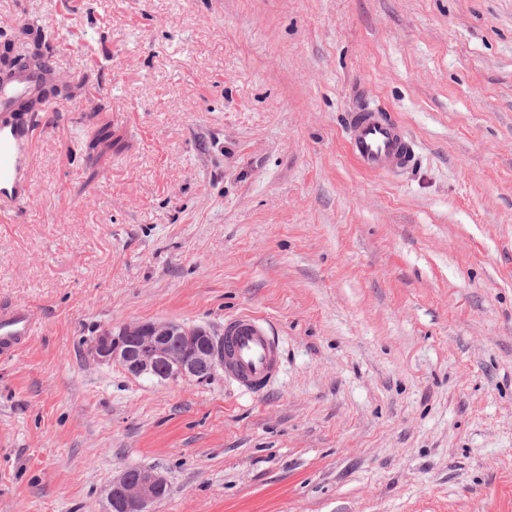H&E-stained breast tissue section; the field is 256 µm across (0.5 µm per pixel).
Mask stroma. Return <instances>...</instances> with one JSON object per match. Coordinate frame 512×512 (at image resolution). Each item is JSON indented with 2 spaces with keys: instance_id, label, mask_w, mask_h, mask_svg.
<instances>
[{
  "instance_id": "obj_1",
  "label": "stroma",
  "mask_w": 512,
  "mask_h": 512,
  "mask_svg": "<svg viewBox=\"0 0 512 512\" xmlns=\"http://www.w3.org/2000/svg\"><path fill=\"white\" fill-rule=\"evenodd\" d=\"M52 24L30 195L0 219V512H512V0H0ZM125 148L100 171L85 117ZM388 111L415 161L369 174L345 117ZM265 319L263 392L90 358L108 325ZM35 329L36 323L27 308L0 306V355H11L34 334ZM167 477L153 468L128 467L106 488L107 512H156L165 500Z\"/></svg>"
}]
</instances>
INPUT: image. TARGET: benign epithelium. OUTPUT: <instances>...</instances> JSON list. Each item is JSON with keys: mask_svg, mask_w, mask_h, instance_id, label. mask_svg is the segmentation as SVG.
Wrapping results in <instances>:
<instances>
[{"mask_svg": "<svg viewBox=\"0 0 512 512\" xmlns=\"http://www.w3.org/2000/svg\"><path fill=\"white\" fill-rule=\"evenodd\" d=\"M181 339L187 347L179 355L170 345ZM92 356L101 363H116L130 374L159 375L163 379L202 382L224 369L222 339L203 327L176 322H145L109 326L97 337ZM167 477L153 468L128 467L106 488L107 512H156L165 500Z\"/></svg>", "mask_w": 512, "mask_h": 512, "instance_id": "benign-epithelium-1", "label": "benign epithelium"}]
</instances>
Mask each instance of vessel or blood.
<instances>
[{
  "label": "vessel or blood",
  "instance_id": "b4317fda",
  "mask_svg": "<svg viewBox=\"0 0 512 512\" xmlns=\"http://www.w3.org/2000/svg\"><path fill=\"white\" fill-rule=\"evenodd\" d=\"M41 74L19 69L0 78V215L12 212L26 201L32 150L29 125L36 117L18 111L20 102L34 97ZM348 151L365 172L388 174L408 166L413 149L385 112L361 107L347 117ZM36 329L27 308L0 306V355L16 351ZM224 373L241 389L259 392L279 374L280 340L261 319L247 315L224 325Z\"/></svg>",
  "mask_w": 512,
  "mask_h": 512
}]
</instances>
